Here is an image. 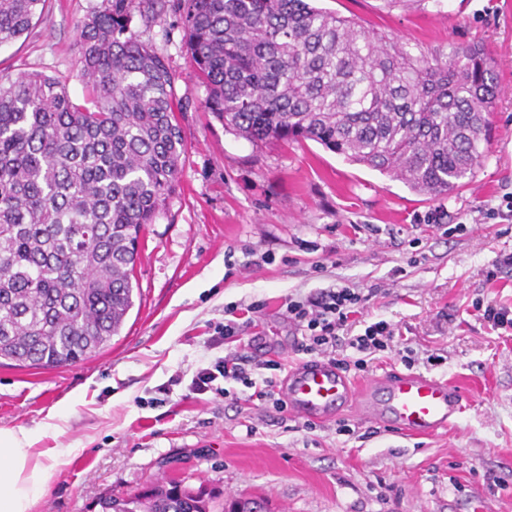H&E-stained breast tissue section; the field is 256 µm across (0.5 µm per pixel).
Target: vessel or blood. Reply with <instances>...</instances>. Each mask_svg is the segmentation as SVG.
Here are the masks:
<instances>
[{"mask_svg":"<svg viewBox=\"0 0 512 512\" xmlns=\"http://www.w3.org/2000/svg\"><path fill=\"white\" fill-rule=\"evenodd\" d=\"M281 394L289 412L303 419L323 422L354 404L364 420L384 421L414 436L447 428L468 404L465 393L423 374L378 378L358 388L326 360L290 369Z\"/></svg>","mask_w":512,"mask_h":512,"instance_id":"obj_1","label":"vessel or blood"}]
</instances>
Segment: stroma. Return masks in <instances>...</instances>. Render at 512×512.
Masks as SVG:
<instances>
[{
    "label": "stroma",
    "instance_id": "obj_1",
    "mask_svg": "<svg viewBox=\"0 0 512 512\" xmlns=\"http://www.w3.org/2000/svg\"><path fill=\"white\" fill-rule=\"evenodd\" d=\"M101 2L48 0L28 33L0 46V69L67 76L83 98L77 26ZM316 4L415 55L483 44L500 89L485 158L462 187L429 198L312 141L251 143L203 110L175 0L152 21L134 17L173 74L186 154L141 244L120 335L73 365L0 363V429L70 452L33 512H99L100 498L161 478L221 499L260 495L271 512H512V332L477 311L492 299L512 308V267L498 265L512 254V215H488L512 195V0ZM345 284L372 293L362 325L385 320L396 332L383 352L337 351L347 378L447 380L472 396L447 429L406 436L349 411L307 421L236 402L235 383L226 397H189L198 369L231 348L211 341L227 308L260 305L234 348L290 368L307 356L283 316L288 298ZM432 353L441 364L427 363Z\"/></svg>",
    "mask_w": 512,
    "mask_h": 512
}]
</instances>
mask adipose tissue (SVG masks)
<instances>
[{"label":"adipose tissue","instance_id":"adipose-tissue-1","mask_svg":"<svg viewBox=\"0 0 512 512\" xmlns=\"http://www.w3.org/2000/svg\"><path fill=\"white\" fill-rule=\"evenodd\" d=\"M43 464L31 446L29 433L0 429V512H32L47 485L51 465Z\"/></svg>","mask_w":512,"mask_h":512}]
</instances>
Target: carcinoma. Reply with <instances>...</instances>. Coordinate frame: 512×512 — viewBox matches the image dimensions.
Instances as JSON below:
<instances>
[{
    "mask_svg": "<svg viewBox=\"0 0 512 512\" xmlns=\"http://www.w3.org/2000/svg\"><path fill=\"white\" fill-rule=\"evenodd\" d=\"M46 0H0V45ZM204 111L253 143L314 141L411 190L445 196L491 136L495 60L406 50L312 0H176ZM136 0H104L79 24L83 102L67 77L0 73V359L72 365L119 335L134 306L138 243L174 192L186 142L173 74L131 24ZM100 512H267L204 487L157 482Z\"/></svg>",
    "mask_w": 512,
    "mask_h": 512,
    "instance_id": "1",
    "label": "carcinoma"
}]
</instances>
